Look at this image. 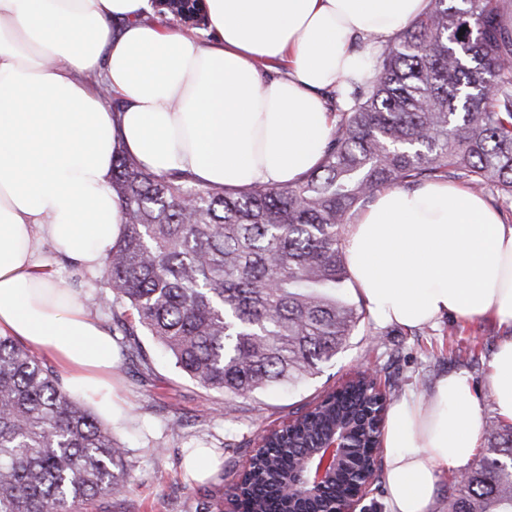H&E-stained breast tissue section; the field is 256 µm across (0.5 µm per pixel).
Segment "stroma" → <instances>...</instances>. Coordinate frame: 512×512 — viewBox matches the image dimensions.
Returning <instances> with one entry per match:
<instances>
[{
    "label": "stroma",
    "mask_w": 512,
    "mask_h": 512,
    "mask_svg": "<svg viewBox=\"0 0 512 512\" xmlns=\"http://www.w3.org/2000/svg\"><path fill=\"white\" fill-rule=\"evenodd\" d=\"M50 271L76 292L88 313L111 326V315L99 302L100 272H86L58 254ZM502 334L497 323L480 318H446L419 328L381 325L369 319L319 374L294 388L239 400L229 415L222 395L197 385L175 368L152 337L142 336V346L152 359L150 371L141 370L124 355L112 371L116 410L111 429L113 437L130 450V491L77 504L75 512H219L224 505V477L243 469L256 434L278 427L318 393L338 387L357 368L376 371L383 380L397 377L402 398L427 395L439 377L466 373L479 393L486 423H496L489 364ZM478 342L484 348L474 362L457 359V349ZM196 448L221 454L219 466L202 480L192 479L184 466Z\"/></svg>",
    "instance_id": "obj_1"
}]
</instances>
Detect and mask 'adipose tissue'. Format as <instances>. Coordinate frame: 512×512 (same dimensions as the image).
I'll use <instances>...</instances> for the list:
<instances>
[{"instance_id": "1", "label": "adipose tissue", "mask_w": 512, "mask_h": 512, "mask_svg": "<svg viewBox=\"0 0 512 512\" xmlns=\"http://www.w3.org/2000/svg\"><path fill=\"white\" fill-rule=\"evenodd\" d=\"M428 3L204 0L200 38L148 22L150 0H0V334L50 357L65 390L111 418L112 338L53 279L42 241L84 269L103 265L122 232L119 152L201 186L294 183L334 130L326 91L366 71L352 41H387ZM343 250L376 322L485 318L507 329L489 380L511 423L512 225L468 188L430 181L379 192ZM484 428L463 372L395 403L382 438L389 512H432L440 475L473 461Z\"/></svg>"}]
</instances>
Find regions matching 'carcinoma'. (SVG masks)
<instances>
[{
  "mask_svg": "<svg viewBox=\"0 0 512 512\" xmlns=\"http://www.w3.org/2000/svg\"><path fill=\"white\" fill-rule=\"evenodd\" d=\"M161 20L204 25L201 0H153ZM512 28L493 0H429L377 46L369 76L319 165L287 185L201 187L180 171L112 160L125 224L103 266L112 335L149 367L145 331L198 385L224 394V411L256 392L295 386L344 349L369 317L347 293L346 228L377 192L463 179L512 202ZM372 388L351 381L268 441L242 512H289V469L337 421L360 429L349 469L367 465L383 432L366 420ZM448 479V512L512 508V425ZM129 450L59 383L52 366L0 335V512H73L129 490ZM345 480L303 504L328 512Z\"/></svg>",
  "mask_w": 512,
  "mask_h": 512,
  "instance_id": "carcinoma-1",
  "label": "carcinoma"
}]
</instances>
